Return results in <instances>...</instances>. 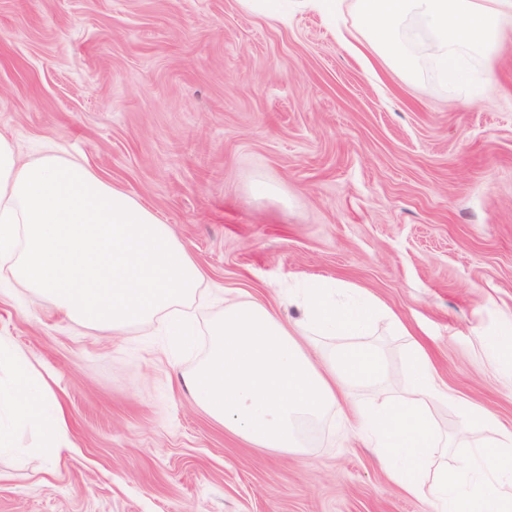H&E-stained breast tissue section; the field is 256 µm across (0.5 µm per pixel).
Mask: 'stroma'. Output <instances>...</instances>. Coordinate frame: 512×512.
Segmentation results:
<instances>
[{"mask_svg":"<svg viewBox=\"0 0 512 512\" xmlns=\"http://www.w3.org/2000/svg\"><path fill=\"white\" fill-rule=\"evenodd\" d=\"M354 0L337 21L289 0L286 20L240 0H0V134L22 159L84 158L170 224L205 272L194 335L163 321L112 331L0 283V342L65 408L64 449L14 428L0 512H434L404 492L336 409L297 452L251 447L186 391L222 303L246 293L298 320L302 283L367 293L384 316L357 341L397 387L412 342L452 396L433 417L457 460L512 427V363L484 341L512 319V36L445 83L427 54L405 82L369 50Z\"/></svg>","mask_w":512,"mask_h":512,"instance_id":"35a3bbf8","label":"stroma"}]
</instances>
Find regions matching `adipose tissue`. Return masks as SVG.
I'll return each mask as SVG.
<instances>
[{"label":"adipose tissue","mask_w":512,"mask_h":512,"mask_svg":"<svg viewBox=\"0 0 512 512\" xmlns=\"http://www.w3.org/2000/svg\"><path fill=\"white\" fill-rule=\"evenodd\" d=\"M369 47L402 79L418 72L414 43H424L438 74L459 80L463 64L491 61L502 36L512 31V0H355ZM51 297L66 317L123 329L171 316L170 335L188 333L185 313L204 273L152 210L113 188L87 165L47 150L22 160L0 135V272ZM302 320L285 323L254 299L226 301L211 325L212 346L185 378L190 396L225 429L256 448L301 447L306 426L327 409L346 412L362 426L393 480L408 494L428 496L435 512H512V429L489 412L464 407L465 421L484 426L489 442L475 444L456 469L437 464L438 437L430 418L444 391L425 349L412 344L409 385L395 391L382 353L353 344L380 312L373 299L358 307L337 305L330 285L302 288ZM344 337V344L307 353L305 333ZM13 377L0 386V454L14 450L16 425L44 435L43 457L61 451L66 416L44 377L28 358L0 344ZM375 388V406L352 396L355 383Z\"/></svg>","instance_id":"obj_1"}]
</instances>
